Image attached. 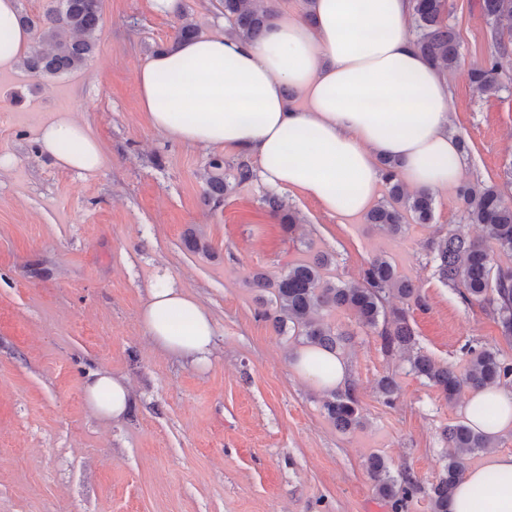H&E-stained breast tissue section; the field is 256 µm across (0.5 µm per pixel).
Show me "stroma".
<instances>
[{"instance_id": "1", "label": "stroma", "mask_w": 512, "mask_h": 512, "mask_svg": "<svg viewBox=\"0 0 512 512\" xmlns=\"http://www.w3.org/2000/svg\"><path fill=\"white\" fill-rule=\"evenodd\" d=\"M101 2L87 66L54 78L0 72V154L17 159L0 171V512H392L373 489L374 454L419 480L408 512H430L444 431L462 423V400L410 373L407 352H384L354 311L324 310L349 334L341 357L361 416L360 427L336 429L324 394L293 369L298 341L262 318L251 280L325 254L326 279L356 283L380 257L419 290L409 311L418 350L460 373L469 345L512 362V338L489 309L435 273L430 241L463 223L456 189L435 195L432 223L398 235L287 191L300 223L286 232L259 176L237 182L241 156L168 139L140 108L136 75L171 47L181 18L152 0ZM449 2L461 42L447 76L451 129L470 146L462 181L497 182L512 201V30L492 37L478 0ZM218 3L181 0L184 19L225 33ZM499 40L503 89L487 97L467 73ZM58 112L98 139L100 171H65L37 153L38 124ZM216 157L229 184L220 200L206 184ZM162 276L213 313L208 364L157 348L141 325L146 286ZM97 370L129 379L125 419L104 422L87 407L83 380ZM386 375L399 384L390 405L377 389Z\"/></svg>"}]
</instances>
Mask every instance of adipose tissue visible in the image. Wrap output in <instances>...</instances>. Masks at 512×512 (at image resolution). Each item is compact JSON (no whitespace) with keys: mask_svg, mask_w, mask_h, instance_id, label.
<instances>
[{"mask_svg":"<svg viewBox=\"0 0 512 512\" xmlns=\"http://www.w3.org/2000/svg\"><path fill=\"white\" fill-rule=\"evenodd\" d=\"M308 11L273 17L257 40L202 35L154 55L137 74L151 127L253 158L266 187L300 192L342 218L366 212L377 198L382 157L398 161L411 188L435 193L455 185L462 154L449 129V86L408 33L412 0H311ZM18 14V0H0L1 71L31 49ZM289 88L301 106L289 104ZM35 141L66 170L93 173L104 163L98 141L65 112L40 122ZM139 319L160 349L197 365L208 360L216 320L184 289L154 281ZM293 367L323 393L347 383L336 355L309 346L294 350ZM83 391L107 421L122 420L133 403L128 380L106 372L90 373ZM483 403L495 414L478 416ZM462 412L471 427L497 438L512 427V390L468 393ZM448 512H512V454L493 451L467 468Z\"/></svg>","mask_w":512,"mask_h":512,"instance_id":"ef3b65f1","label":"adipose tissue"}]
</instances>
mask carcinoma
I'll return each mask as SVG.
<instances>
[{"mask_svg":"<svg viewBox=\"0 0 512 512\" xmlns=\"http://www.w3.org/2000/svg\"><path fill=\"white\" fill-rule=\"evenodd\" d=\"M224 17L231 23V34L247 39L259 37L272 18V11L259 7L256 0H221ZM479 8L494 34L508 26L512 28V0H479ZM449 0H414L412 21L415 45L419 52L441 74L458 66L460 42L447 22ZM20 21L34 36L35 46L23 60L25 68L41 78L56 77L79 70L93 57L102 31L101 0H48L44 11L37 15L20 14ZM469 82L483 95L494 96L503 85L499 80V63L490 55L479 67L469 70ZM384 179L390 185L389 200L371 209L367 221L392 234L403 229L406 216L420 224L431 223L434 215L433 196L425 191L405 192L398 178V163L391 158L380 159ZM466 224L481 226L484 237H471L465 224H459L448 234L431 243L436 272L451 288H456L465 300L490 306L506 336L512 335V266L492 262L485 241L499 250L512 253V202L496 185L478 183L459 189ZM271 214L293 230L296 219L286 212L277 196L266 198ZM329 257L321 256L311 263L288 268L275 280L259 273L253 286L270 291L274 297L273 326L279 333L287 330L301 343L339 353L348 333L323 323L319 311L329 308L353 310L362 324L378 333L384 352L394 349L411 352L410 371L436 386L445 399L452 401L463 387L473 390L491 386L512 385V363L490 349L469 347L468 366L464 374L437 364L431 357L414 351L416 339L409 323V309L387 306V300L399 296L420 304L417 288L409 278L399 277L386 260L375 259L364 270L359 285H336L324 279L323 268ZM384 402L390 404L398 390L394 377L385 376L378 382ZM330 420L342 431L361 424L359 401L353 388L334 390L324 402ZM449 447L454 449L429 497L431 512H448L450 498L460 479L465 457L482 448L493 446L482 432L459 423L445 431ZM369 474L376 494L392 503L393 512H405L420 486L408 474L391 475L384 459L374 455L369 460Z\"/></svg>","mask_w":512,"mask_h":512,"instance_id":"carcinoma-1","label":"carcinoma"}]
</instances>
